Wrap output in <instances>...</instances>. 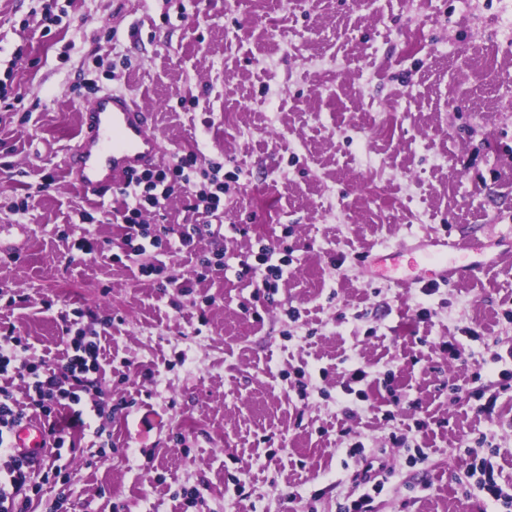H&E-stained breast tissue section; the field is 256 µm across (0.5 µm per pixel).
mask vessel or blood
Instances as JSON below:
<instances>
[{
    "instance_id": "1",
    "label": "vessel or blood",
    "mask_w": 512,
    "mask_h": 512,
    "mask_svg": "<svg viewBox=\"0 0 512 512\" xmlns=\"http://www.w3.org/2000/svg\"><path fill=\"white\" fill-rule=\"evenodd\" d=\"M82 133L69 156V174L85 196L103 199L123 187L136 171L158 166L165 152L147 112L131 97L104 91L81 108ZM410 268H424L445 282L490 267L485 256L469 258L459 245L444 240L418 242L409 248ZM48 437L41 424L25 422L14 433V445L40 455Z\"/></svg>"
}]
</instances>
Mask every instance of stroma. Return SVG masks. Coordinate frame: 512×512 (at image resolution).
I'll list each match as a JSON object with an SVG mask.
<instances>
[{"mask_svg":"<svg viewBox=\"0 0 512 512\" xmlns=\"http://www.w3.org/2000/svg\"><path fill=\"white\" fill-rule=\"evenodd\" d=\"M32 6L0 0V73L28 59L23 109H0V225L54 184L26 238L0 235V288L29 298L0 299V323L53 361L84 310L112 411L35 512H339L369 463L370 512H506L472 467L512 494V0H69L48 37ZM82 73L132 96L168 156L224 165V268L189 292L114 259L119 198L71 181ZM427 235L496 263L365 275ZM82 236L105 254L71 260ZM266 246L286 275L259 295L242 266Z\"/></svg>","mask_w":512,"mask_h":512,"instance_id":"35a3bbf8","label":"stroma"}]
</instances>
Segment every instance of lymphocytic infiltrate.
I'll list each match as a JSON object with an SVG mask.
<instances>
[{
  "mask_svg": "<svg viewBox=\"0 0 512 512\" xmlns=\"http://www.w3.org/2000/svg\"><path fill=\"white\" fill-rule=\"evenodd\" d=\"M223 168V163L190 155L179 157L173 167L134 174L120 188L121 206L112 212L125 226L121 241L125 255L141 256L148 248L166 249L174 244L183 250L191 248L198 238L218 237V230L208 224L177 228L163 224L153 230L142 223L141 215L147 209L161 208L163 201L176 192L185 194L190 210L214 214L224 193V182L219 177ZM62 333V356L28 366L30 381L19 396L13 389L9 367L13 356L27 351L28 346L14 326L0 325V447L9 456L7 479L0 482V512H28L32 493L57 484L64 468V449L72 447L73 434L87 426L86 400H93L97 417L105 415L104 406L95 401L104 383L98 334L75 329L68 319L62 322ZM32 414L44 417L49 437L48 448L38 458L11 443L16 428Z\"/></svg>",
  "mask_w": 512,
  "mask_h": 512,
  "instance_id": "obj_1",
  "label": "lymphocytic infiltrate"
}]
</instances>
